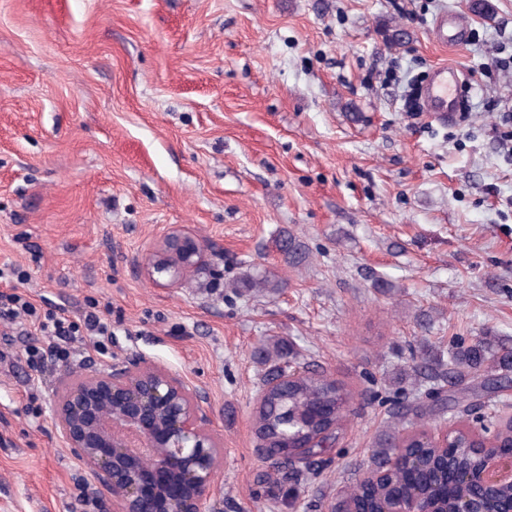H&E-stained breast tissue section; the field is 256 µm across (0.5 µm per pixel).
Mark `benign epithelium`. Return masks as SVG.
Wrapping results in <instances>:
<instances>
[{"label": "benign epithelium", "mask_w": 512, "mask_h": 512, "mask_svg": "<svg viewBox=\"0 0 512 512\" xmlns=\"http://www.w3.org/2000/svg\"><path fill=\"white\" fill-rule=\"evenodd\" d=\"M224 252L211 250L195 238L173 230L146 262L149 279L173 285L202 266L215 265ZM299 369L284 364L258 389L256 403L278 384L294 380ZM55 429L79 463L99 482L112 501V512H211L219 492L218 466L222 445L209 429L201 397L164 365L136 358L110 371L68 380L53 400ZM406 440L439 448L451 465L452 448H473L478 466L462 479L480 489L458 505V512H512V500L492 511L500 493L512 490V452L496 432L469 423L443 425L433 433H408ZM315 444L302 446L288 458L260 447L272 468L305 465L322 457ZM411 457L398 453L387 466H370L360 480L377 485L396 468L410 467ZM324 512H359L344 492L324 505ZM377 512H439L438 505L416 492L402 498L390 494Z\"/></svg>", "instance_id": "7a95c632"}]
</instances>
